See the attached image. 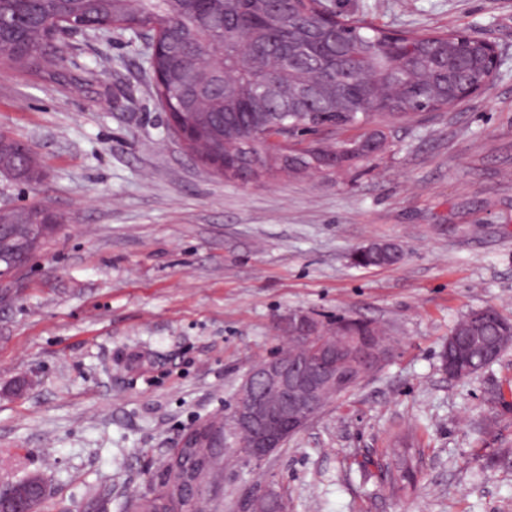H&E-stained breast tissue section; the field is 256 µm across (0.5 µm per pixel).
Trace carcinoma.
Returning <instances> with one entry per match:
<instances>
[{
	"label": "carcinoma",
	"mask_w": 512,
	"mask_h": 512,
	"mask_svg": "<svg viewBox=\"0 0 512 512\" xmlns=\"http://www.w3.org/2000/svg\"><path fill=\"white\" fill-rule=\"evenodd\" d=\"M224 8L184 0H46L45 24L22 27L21 0H0V67L51 72L62 61L59 46L48 43L47 25L56 21L100 25L98 32L127 31L124 23L165 26L171 50L156 57L150 72L165 76L154 83L159 104L182 113L197 131L189 150L204 165L225 153L232 164L224 178L246 182L262 174L290 176L320 172L339 176L361 167L384 150L386 133L369 129L377 120H403L421 111H439L464 101L470 88L492 80L482 43L459 31L407 29L392 31L364 18L335 11L328 0H284L275 11L264 0H223ZM260 56L250 68L240 53ZM272 82L279 100L266 113L254 111L251 94ZM303 84L319 88L312 110L288 109L294 90ZM347 137L329 142L323 129ZM0 169L22 182L39 176L32 153L18 152L15 139L0 134ZM7 224L17 263L25 259L26 224L43 221L51 233L60 223L43 207L34 211L0 210ZM404 256L366 252L357 267L395 266ZM357 333L388 346L384 332L372 321L358 318ZM454 336L474 337L465 364L474 375L489 366L483 350L498 354L512 347V320L494 307L471 310L450 330ZM230 426L229 416L193 427L197 445L177 448L170 465L161 467L158 481L136 502L139 512H158L168 503L171 512H224L214 503L211 478L224 470V455L206 447L211 434ZM383 477L396 492L414 487L423 449L415 437L395 436L383 452ZM43 487L37 475L0 489V512L22 505L38 508L44 494L29 498L26 487Z\"/></svg>",
	"instance_id": "1"
}]
</instances>
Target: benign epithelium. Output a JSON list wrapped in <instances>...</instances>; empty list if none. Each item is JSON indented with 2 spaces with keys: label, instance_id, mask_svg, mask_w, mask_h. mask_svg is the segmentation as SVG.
<instances>
[{
  "label": "benign epithelium",
  "instance_id": "obj_1",
  "mask_svg": "<svg viewBox=\"0 0 512 512\" xmlns=\"http://www.w3.org/2000/svg\"><path fill=\"white\" fill-rule=\"evenodd\" d=\"M320 325L309 313L292 312L280 325L287 337L316 344L311 357H271L255 365L238 387L231 411L239 433L250 436L245 446L223 441L230 450L256 464L303 430L327 401L348 392L383 366L390 351L343 324L338 335H318ZM263 512H283L282 501L265 487L252 500Z\"/></svg>",
  "mask_w": 512,
  "mask_h": 512
}]
</instances>
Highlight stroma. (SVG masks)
Listing matches in <instances>:
<instances>
[{
	"mask_svg": "<svg viewBox=\"0 0 512 512\" xmlns=\"http://www.w3.org/2000/svg\"><path fill=\"white\" fill-rule=\"evenodd\" d=\"M333 2L489 39L500 68L469 101L394 124L361 169L248 186L169 134L127 34L62 39L55 76L0 70V133L42 165L30 184L0 174V208L63 219L0 303V487L37 473L41 512H92L95 494L130 512L302 309L377 323L392 356L260 466L226 457V512L258 480L289 512H512V350L462 382L438 357L468 310L512 318V0ZM371 242L406 257L354 266ZM398 431L424 450L406 496L365 463Z\"/></svg>",
	"mask_w": 512,
	"mask_h": 512,
	"instance_id": "obj_1",
	"label": "stroma"
}]
</instances>
